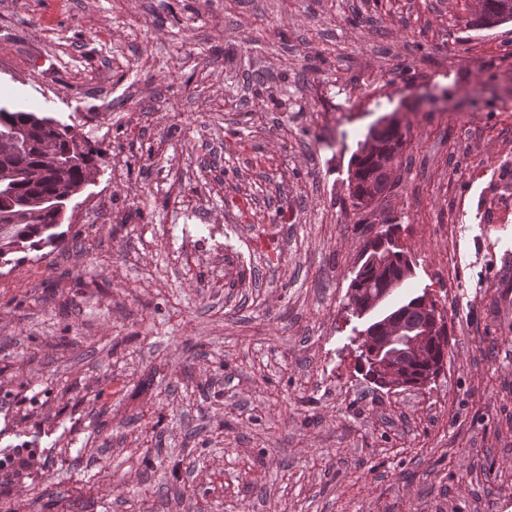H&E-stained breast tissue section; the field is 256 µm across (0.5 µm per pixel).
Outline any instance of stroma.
Instances as JSON below:
<instances>
[{
    "label": "stroma",
    "instance_id": "35a3bbf8",
    "mask_svg": "<svg viewBox=\"0 0 512 512\" xmlns=\"http://www.w3.org/2000/svg\"><path fill=\"white\" fill-rule=\"evenodd\" d=\"M468 19L0 0V103L103 156L67 248L0 268V455L40 451L0 470V512H512V22ZM393 112L411 164L354 208L351 158ZM386 224L407 295L447 317L423 389L352 353L348 287Z\"/></svg>",
    "mask_w": 512,
    "mask_h": 512
}]
</instances>
